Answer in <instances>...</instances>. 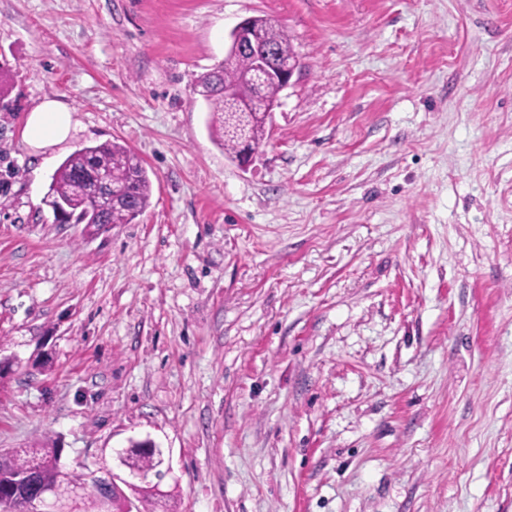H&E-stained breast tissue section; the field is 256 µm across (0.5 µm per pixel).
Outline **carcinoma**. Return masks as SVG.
I'll use <instances>...</instances> for the list:
<instances>
[{"label": "carcinoma", "mask_w": 512, "mask_h": 512, "mask_svg": "<svg viewBox=\"0 0 512 512\" xmlns=\"http://www.w3.org/2000/svg\"><path fill=\"white\" fill-rule=\"evenodd\" d=\"M255 24L265 27L264 42L259 50L269 53L274 66L295 56L285 31L264 17ZM251 53L240 51L228 55L224 66L203 76L199 84L207 101L217 114L211 133L225 153L233 157L241 146L239 138L230 133L224 115V85L240 82L250 71ZM281 87L269 84L262 88L255 112L249 120V138L259 145L265 138L267 109L278 99ZM98 171L109 173L112 204L109 210L96 214L88 210L82 185ZM47 197L54 208L68 214L66 221L99 227L104 224H128L150 204L151 182L142 160L130 149L117 142H104L85 147L70 155L56 171ZM60 449L49 439L38 441L30 448H11L0 453V512H35L34 502L46 490L50 491L66 512H119L129 496L146 505H157L168 498L160 484H140L121 490L104 499L99 490L76 494V487L59 467ZM126 461L138 470L157 474L159 462L146 440H129L128 448L120 450Z\"/></svg>", "instance_id": "obj_1"}]
</instances>
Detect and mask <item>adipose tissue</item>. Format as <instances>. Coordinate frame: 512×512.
I'll return each instance as SVG.
<instances>
[{"instance_id":"1","label":"adipose tissue","mask_w":512,"mask_h":512,"mask_svg":"<svg viewBox=\"0 0 512 512\" xmlns=\"http://www.w3.org/2000/svg\"><path fill=\"white\" fill-rule=\"evenodd\" d=\"M76 130L72 109L57 99L47 97L29 112L22 138L33 152L40 153L67 142Z\"/></svg>"}]
</instances>
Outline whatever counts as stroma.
Segmentation results:
<instances>
[{"label":"stroma","instance_id":"obj_1","mask_svg":"<svg viewBox=\"0 0 512 512\" xmlns=\"http://www.w3.org/2000/svg\"><path fill=\"white\" fill-rule=\"evenodd\" d=\"M256 16L298 67L243 170L197 85ZM106 141L149 207L61 222ZM1 360L0 452L152 439L168 512H512V0H0ZM73 110L54 98H44L25 119L22 138L36 154L70 140L77 130ZM97 171L111 178L112 204L109 210L96 214L88 210L87 194L82 185L90 182ZM151 182L142 160L117 142H104L85 147L70 155L56 171L47 198L69 215L74 224L100 227L104 224H128L150 204Z\"/></svg>","mask_w":512,"mask_h":512}]
</instances>
